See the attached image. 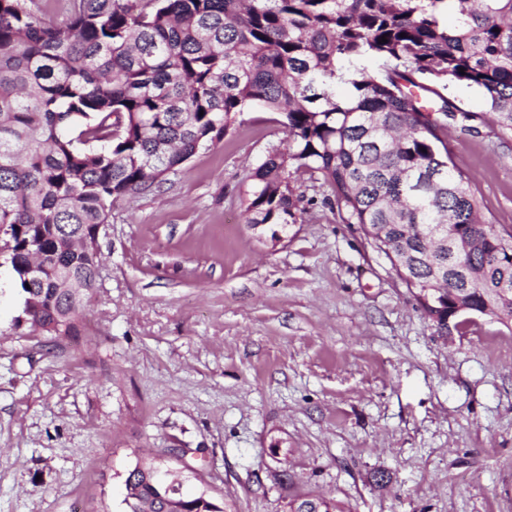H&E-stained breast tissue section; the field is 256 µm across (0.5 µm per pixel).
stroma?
Instances as JSON below:
<instances>
[{"label": "stroma", "mask_w": 512, "mask_h": 512, "mask_svg": "<svg viewBox=\"0 0 512 512\" xmlns=\"http://www.w3.org/2000/svg\"><path fill=\"white\" fill-rule=\"evenodd\" d=\"M452 167L512 232V130L464 85ZM287 135L256 107L150 189L114 203L78 341L14 328L0 267V512H124L138 461L223 512H512V325L442 334L415 289L293 173L303 215L245 222L248 175ZM289 512H345L333 499L326 497L305 498L289 503Z\"/></svg>", "instance_id": "obj_1"}]
</instances>
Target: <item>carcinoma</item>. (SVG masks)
I'll use <instances>...</instances> for the list:
<instances>
[{"instance_id":"carcinoma-1","label":"carcinoma","mask_w":512,"mask_h":512,"mask_svg":"<svg viewBox=\"0 0 512 512\" xmlns=\"http://www.w3.org/2000/svg\"><path fill=\"white\" fill-rule=\"evenodd\" d=\"M448 8L457 24L441 26ZM387 42H381V39ZM373 58L380 70L365 73ZM350 86L347 98L336 85ZM466 85L512 129V0H70L58 21L36 0H0V259L23 297L14 328L81 335L65 283L100 274L88 248L114 203L215 145L255 106L281 114L288 148L251 174L247 221H298L290 168L319 171L336 207L398 275L512 324V261L448 164L444 96L426 109L407 85ZM478 240L463 267L447 239ZM125 512H213L167 492L157 466L129 470ZM289 512H344L305 498Z\"/></svg>"}]
</instances>
